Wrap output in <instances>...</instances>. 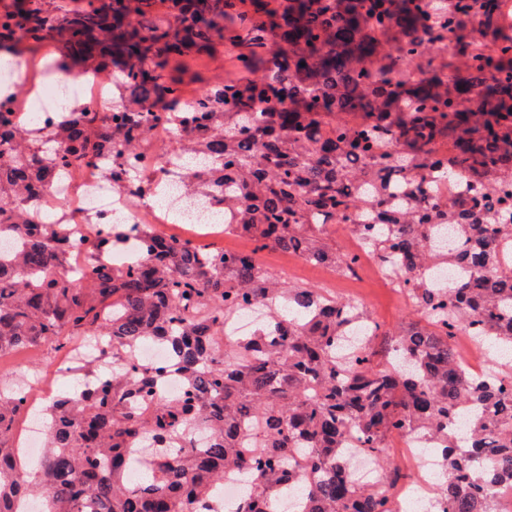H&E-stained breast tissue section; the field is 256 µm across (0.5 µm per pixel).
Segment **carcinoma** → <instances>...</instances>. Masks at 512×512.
Listing matches in <instances>:
<instances>
[{
  "label": "carcinoma",
  "instance_id": "cac0c4a2",
  "mask_svg": "<svg viewBox=\"0 0 512 512\" xmlns=\"http://www.w3.org/2000/svg\"><path fill=\"white\" fill-rule=\"evenodd\" d=\"M159 21L137 20L156 4ZM478 19L434 10L432 0H110L63 10L14 0L0 12V48L54 44L65 70L94 64L122 72L112 88L123 111L60 113L46 134L0 109V357L77 333L112 340L126 355L163 346L186 378L182 401L157 392V371L100 372V387L50 406L38 481L7 443L21 388L0 371V512L38 490L45 512H198L228 468L245 494L231 512H278L288 487L301 512H389L387 436L418 428L459 433L441 454L437 494L447 512H492L494 485L512 480V371L487 378L456 370L451 337L471 329L494 357L512 347V211L494 186L512 175V38L482 41L512 18L507 0H480ZM464 54L466 75L448 88L422 60ZM229 52L236 75L200 88L193 130L175 144L188 189L224 191L226 232H245L248 253L160 238L139 229L143 260L112 261L126 231L110 224L73 262L67 224H43L38 189L76 162L112 161V176L142 189L125 162L144 125L179 114L190 53ZM362 112L361 123L345 116ZM443 184L456 196L437 199ZM364 249L417 280L420 262L463 265L466 277L413 293L416 322L356 353L346 343L365 309L259 267L267 248L348 270L359 257L329 243L324 226L350 215ZM451 225L460 247L440 251L434 228ZM502 241V251L491 247ZM271 305L256 332L221 344L218 331L255 301ZM205 424L204 448L178 440ZM380 469L357 485L344 445Z\"/></svg>",
  "mask_w": 512,
  "mask_h": 512
}]
</instances>
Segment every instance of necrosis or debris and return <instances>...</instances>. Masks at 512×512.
Instances as JSON below:
<instances>
[{"label":"necrosis or debris","instance_id":"necrosis-or-debris-1","mask_svg":"<svg viewBox=\"0 0 512 512\" xmlns=\"http://www.w3.org/2000/svg\"><path fill=\"white\" fill-rule=\"evenodd\" d=\"M14 91L5 103L11 109L15 122L47 126L53 123L62 102L78 104L88 112H117L121 106L112 97V83L105 71L58 80L57 69L47 61L21 58L15 61L4 75ZM176 136L175 128L165 121L146 125L140 148L133 154V161L149 177V189L136 193L112 185L106 171L95 164L77 163L68 170L62 181L45 190L39 197L42 213L50 223L74 224L79 238H94L102 224H151L156 230L174 223L175 202L163 201L166 186L182 185L183 172L173 161L172 152L162 151L161 146ZM343 229L350 241L351 253L359 261L350 270V277H360L364 270H371L379 281L395 283L396 273L386 269L377 258L361 251L362 238L353 221H346ZM396 285V283H395ZM395 293L401 300H408L410 290L396 285ZM25 407L16 420L11 442L17 458L39 455L46 443L49 426L45 420L53 384L44 376L26 378ZM396 455L413 459L414 467L398 477L388 502L390 512H446L444 498L433 496L432 486L442 467L439 455L431 451L428 437L405 433L394 438Z\"/></svg>","mask_w":512,"mask_h":512}]
</instances>
